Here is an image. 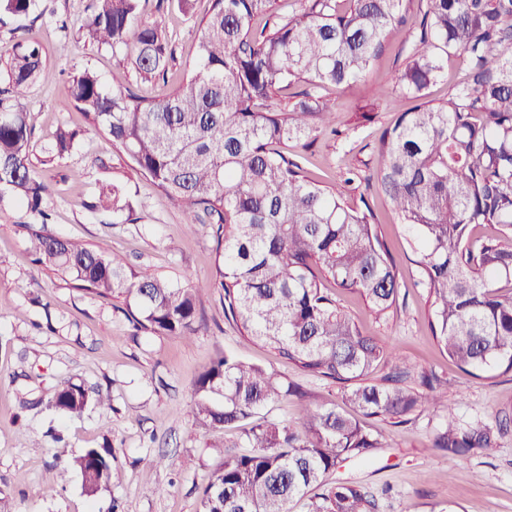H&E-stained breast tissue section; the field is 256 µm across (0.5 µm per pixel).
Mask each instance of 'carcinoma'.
I'll use <instances>...</instances> for the list:
<instances>
[{
  "mask_svg": "<svg viewBox=\"0 0 512 512\" xmlns=\"http://www.w3.org/2000/svg\"><path fill=\"white\" fill-rule=\"evenodd\" d=\"M140 0H92L83 28L101 47L129 59L145 80L166 79L173 59L164 31L140 20ZM274 0H211L190 73L167 96L106 91L86 69L67 92L112 146L149 178L186 223L216 227L210 279L180 287L136 271L103 251L47 231L49 188L32 176L31 128L23 99L33 80L49 78L42 51L18 42L0 53V181L42 216L25 224L36 262L103 298L123 299L140 328L184 338L201 327L196 294L220 290L224 314L252 339L313 375L345 385V402L368 416L401 418L443 403L442 380L395 366V351L367 336L329 294L325 282L355 291L377 316L397 301L399 282L370 207L349 206L333 188L307 179L301 158L274 146L302 142L329 128L333 112L317 88L362 79L383 55L391 29L407 28L408 52L396 87L418 104L386 129L377 146V179L409 236L431 303L433 336L459 368L512 373V0H304L279 17ZM34 0H0V10L28 14ZM461 59L445 101L426 100ZM303 83L291 109L281 91ZM77 133L62 129L50 157L71 152ZM94 207L132 209L114 182ZM494 224L498 235L475 238ZM297 387L278 374L222 353L197 376L191 413L214 431L252 422L201 492L200 512H288L343 457L364 456L380 440L342 408L319 406L302 430L259 418ZM93 399L63 383L54 406L80 414ZM512 428L462 424L448 414L433 447L454 460L491 448ZM83 490L113 485L112 449L88 448L73 460ZM309 512H378L364 487L339 481L311 499Z\"/></svg>",
  "mask_w": 512,
  "mask_h": 512,
  "instance_id": "cac0c4a2",
  "label": "carcinoma"
}]
</instances>
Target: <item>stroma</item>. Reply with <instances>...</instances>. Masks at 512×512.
I'll return each mask as SVG.
<instances>
[{"label": "stroma", "instance_id": "stroma-1", "mask_svg": "<svg viewBox=\"0 0 512 512\" xmlns=\"http://www.w3.org/2000/svg\"><path fill=\"white\" fill-rule=\"evenodd\" d=\"M91 4L36 0L29 14L0 13V52L19 41L38 42L53 75L34 80L24 100L34 129L33 173L52 191L47 228L182 286L205 280L215 258L211 225L187 227L184 211L170 205L113 150L109 137L77 112L64 83L89 69L105 90L165 96L197 56L198 19L209 0H195L190 16L173 2L162 9L158 0H141L143 20L161 23L172 38L164 83L140 78L129 60L85 37L82 25ZM388 41L386 55L364 79L347 88L321 89L334 107L337 133L317 137L304 166L309 177L333 186L351 206L370 204L399 273L400 296L393 315L383 319L375 318L359 294L340 290L336 297L367 335L395 347L407 364L445 380L448 403L461 423L491 424L512 414V374L472 376L438 345L420 270L376 179L375 145L415 104L395 87L407 56L406 30H393ZM376 87L385 90L381 105L361 117L359 109ZM62 127L76 131L75 147L63 158L49 159L46 150ZM350 170L357 178L349 184ZM118 179L130 189L134 214L94 206L101 188ZM40 222L17 198L0 197V512H199L201 489L222 461L216 443L241 435L237 428L212 431L189 411L197 374L225 351L299 387V394L265 409L270 419L296 424L305 408L340 403V384L285 364L242 336L226 320L218 289L200 294L203 328L191 339L136 329L121 300L95 297L33 263L23 227ZM64 380L108 395L109 407L91 405L78 415L55 409L50 400ZM33 398L39 406L22 408L23 400ZM444 418L441 412L418 411L400 423L363 418L382 446L369 457L341 463L335 478L374 492L379 512H430L448 504L463 512H512V430L493 448L452 461L433 446ZM106 446L122 481L86 496L79 471L69 463L85 449Z\"/></svg>", "mask_w": 512, "mask_h": 512}]
</instances>
